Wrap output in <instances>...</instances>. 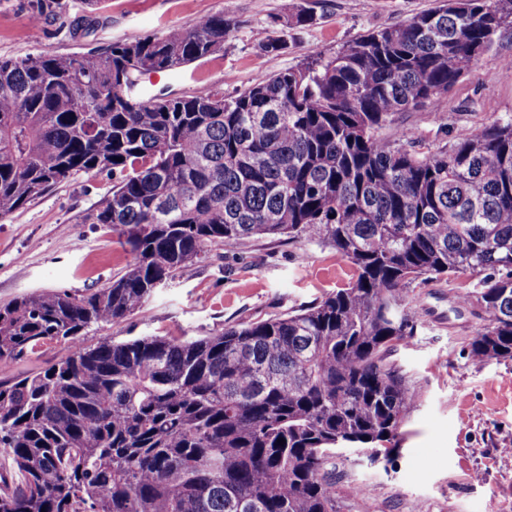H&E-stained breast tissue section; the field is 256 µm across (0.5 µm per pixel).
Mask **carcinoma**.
<instances>
[{"mask_svg": "<svg viewBox=\"0 0 512 512\" xmlns=\"http://www.w3.org/2000/svg\"><path fill=\"white\" fill-rule=\"evenodd\" d=\"M62 13L31 0L34 24ZM508 24L512 0H440L229 99L133 94L144 71L223 51L222 14L103 52L1 59L0 219L107 171L112 190L83 221L132 261L91 292L0 306V362L68 347L0 383V512H341L336 450L390 459L417 407L389 357L415 334L418 279L473 281L459 304L490 324L470 355L512 360V117L435 150L410 128L378 134L447 93ZM257 235L328 244L355 279L209 336L88 342L207 247Z\"/></svg>", "mask_w": 512, "mask_h": 512, "instance_id": "carcinoma-1", "label": "carcinoma"}]
</instances>
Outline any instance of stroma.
I'll return each mask as SVG.
<instances>
[{
    "label": "stroma",
    "instance_id": "stroma-1",
    "mask_svg": "<svg viewBox=\"0 0 512 512\" xmlns=\"http://www.w3.org/2000/svg\"><path fill=\"white\" fill-rule=\"evenodd\" d=\"M63 16L31 26L29 0H0V59L105 49L118 41L163 36L223 14L234 23L222 52L175 72L141 75L145 95L232 97L259 79L327 61L368 32L404 22L436 0H100L96 9L65 0ZM314 20L284 27L288 15ZM285 40L278 53L261 48ZM512 116V29L448 93L380 130L410 127L432 147ZM112 188L107 173L78 174L0 221V305L33 292L82 294L122 275L132 256L116 235L81 218ZM355 271L330 246L258 236L212 246L200 261L157 288L125 320L93 326L91 341L144 336L195 339L224 327L300 309L347 285ZM467 279L416 281L409 308L417 329L390 359L420 389L392 462L336 454L342 512H512V360L474 361L469 342L488 323L457 302Z\"/></svg>",
    "mask_w": 512,
    "mask_h": 512
}]
</instances>
